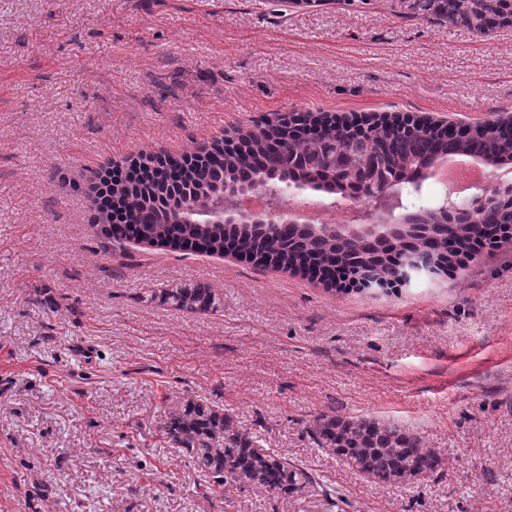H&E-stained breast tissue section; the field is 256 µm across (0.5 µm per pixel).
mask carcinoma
I'll use <instances>...</instances> for the list:
<instances>
[{"instance_id": "1", "label": "carcinoma", "mask_w": 512, "mask_h": 512, "mask_svg": "<svg viewBox=\"0 0 512 512\" xmlns=\"http://www.w3.org/2000/svg\"><path fill=\"white\" fill-rule=\"evenodd\" d=\"M400 17L439 21L485 36L512 27V0H400ZM292 117L277 114L240 130L228 148L219 138L202 153L139 156L131 164L152 175L112 185L126 223H113L112 215L100 208L95 223L114 239L219 256L231 250L249 262L304 275L310 266L328 271L344 266L359 281H372L388 277L401 256L414 249L411 236L359 244L298 224L265 230L256 224L200 223L198 216L227 183H300L374 201L395 185L413 184L440 158L466 156L490 170L512 164V122L436 125L408 119L370 127L304 112L301 118L309 127L299 135L288 127ZM443 203L440 197L411 211L431 241L424 256L428 266L438 260L450 268L459 258L474 255L472 243L488 224L512 226V195L487 205H462L450 213L442 209ZM149 301L194 315L215 314L224 307L219 294L198 283L155 288ZM308 430L317 448L374 483L403 485L441 469V453L426 447L421 436L372 417L320 414ZM163 435L175 452L192 459L209 490L224 486L259 491L272 512L288 497H335L318 474L266 447L260 435L214 405L185 400L168 416Z\"/></svg>"}]
</instances>
